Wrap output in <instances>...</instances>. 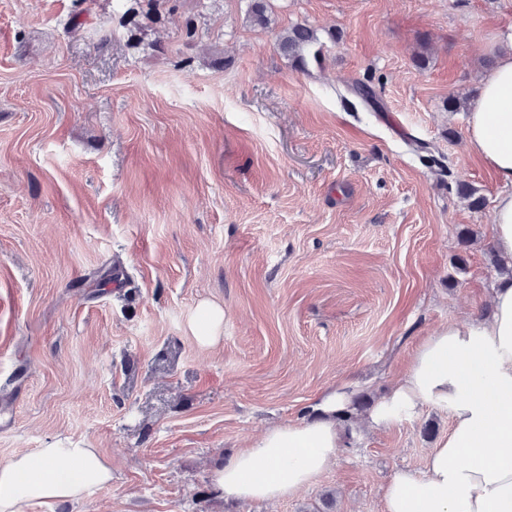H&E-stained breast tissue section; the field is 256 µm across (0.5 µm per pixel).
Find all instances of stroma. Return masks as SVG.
<instances>
[{"mask_svg":"<svg viewBox=\"0 0 512 512\" xmlns=\"http://www.w3.org/2000/svg\"><path fill=\"white\" fill-rule=\"evenodd\" d=\"M248 3L165 0L151 22L0 0V461L75 443L112 465L34 512H299L329 490L385 512L451 427L431 407L356 426L274 503L214 482L267 427L343 385L381 398L426 337L490 314L512 271L466 127L512 0H270L264 27ZM297 24L323 45L302 71L276 46ZM356 81L383 112L344 103ZM204 301L213 348L189 329ZM224 327L223 307L202 302L195 317L189 324V329L196 341L203 347L215 346Z\"/></svg>","mask_w":512,"mask_h":512,"instance_id":"1","label":"stroma"}]
</instances>
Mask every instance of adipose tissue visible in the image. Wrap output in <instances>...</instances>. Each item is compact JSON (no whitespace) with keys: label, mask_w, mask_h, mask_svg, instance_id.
<instances>
[{"label":"adipose tissue","mask_w":512,"mask_h":512,"mask_svg":"<svg viewBox=\"0 0 512 512\" xmlns=\"http://www.w3.org/2000/svg\"><path fill=\"white\" fill-rule=\"evenodd\" d=\"M486 73L468 116L471 152L502 187L492 212V241L512 261V28ZM351 394L324 395L313 416L266 430L219 468L224 498L274 502L314 483L337 458L344 429L337 411ZM451 412L452 425L427 455L422 477L398 473L385 512H512V279L493 290L485 319L452 321L415 350L405 379L377 402L364 422L389 425L423 407ZM112 480L95 448H43L36 457L0 461V512L75 500Z\"/></svg>","instance_id":"ef3b65f1"}]
</instances>
